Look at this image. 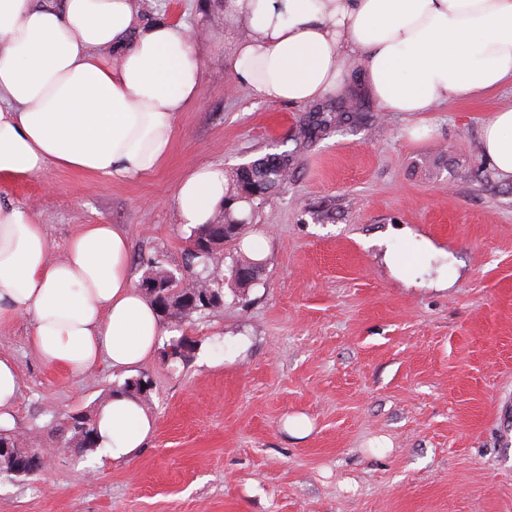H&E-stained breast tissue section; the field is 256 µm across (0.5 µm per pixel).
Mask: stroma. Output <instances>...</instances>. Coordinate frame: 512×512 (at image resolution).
Wrapping results in <instances>:
<instances>
[{"instance_id": "obj_1", "label": "stroma", "mask_w": 512, "mask_h": 512, "mask_svg": "<svg viewBox=\"0 0 512 512\" xmlns=\"http://www.w3.org/2000/svg\"><path fill=\"white\" fill-rule=\"evenodd\" d=\"M140 5L213 35L170 155L122 182L0 175V203L37 201L54 253L84 225L120 224L135 279L154 260L188 276L200 267L171 204L181 178L292 149L304 109L231 83L242 27L225 23L224 0ZM511 103V85L419 117L372 101L367 121L300 154L253 208L259 280L182 322L197 343L187 363L159 350L138 369L156 429L128 462L56 451L67 415H94L126 374L44 364L29 319L0 323L21 383L6 428L50 451L38 475L0 476V512H512V180L480 150L483 124ZM418 120L431 131L416 139ZM293 415L308 436L284 430Z\"/></svg>"}]
</instances>
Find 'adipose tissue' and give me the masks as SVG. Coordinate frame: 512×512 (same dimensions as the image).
I'll return each instance as SVG.
<instances>
[{
	"mask_svg": "<svg viewBox=\"0 0 512 512\" xmlns=\"http://www.w3.org/2000/svg\"><path fill=\"white\" fill-rule=\"evenodd\" d=\"M224 14L243 26L231 81L272 103L344 92L355 71L386 112H432L512 83V0H224ZM209 38L146 20L135 0H0V174H154L180 112L200 99ZM481 148L512 179V107L485 123ZM225 193L223 168L190 170L172 198L179 223H209ZM20 315L34 354L75 375L102 362L134 372L167 334L134 284L125 227L85 225L54 259L36 205L0 204V322ZM96 421L113 462L155 430L141 399L120 392Z\"/></svg>",
	"mask_w": 512,
	"mask_h": 512,
	"instance_id": "obj_1",
	"label": "adipose tissue"
}]
</instances>
